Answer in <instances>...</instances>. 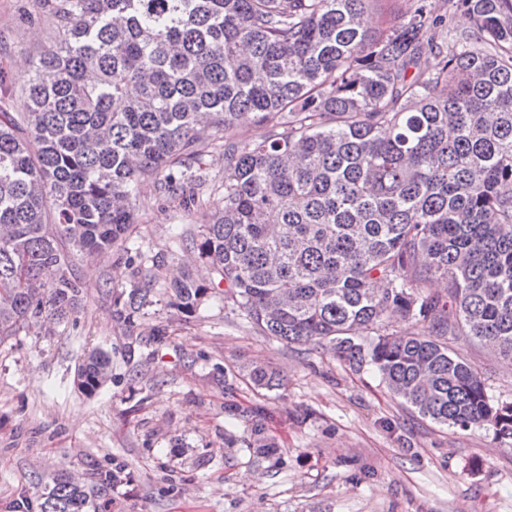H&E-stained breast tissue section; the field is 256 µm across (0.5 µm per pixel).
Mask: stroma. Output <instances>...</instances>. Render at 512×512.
I'll list each match as a JSON object with an SVG mask.
<instances>
[{
	"mask_svg": "<svg viewBox=\"0 0 512 512\" xmlns=\"http://www.w3.org/2000/svg\"><path fill=\"white\" fill-rule=\"evenodd\" d=\"M52 35L37 0H0L9 44L0 102H17L28 84L17 65L32 67ZM134 205L132 241L162 256L161 281L188 272L210 283L209 265L184 243L202 215L149 182ZM76 270L87 288L78 313L0 346V512L36 498L54 474L87 479L103 466L135 474L112 490L111 512H512V445L492 427L423 417L372 366L265 336L218 293L190 314L163 295L123 322L111 298L132 281L122 252ZM94 349L110 356L112 377L88 395L75 377ZM455 349L493 401L512 402L511 361L479 342ZM251 364L276 368L282 387L254 390L244 376ZM258 423L275 455L248 447Z\"/></svg>",
	"mask_w": 512,
	"mask_h": 512,
	"instance_id": "35a3bbf8",
	"label": "stroma"
}]
</instances>
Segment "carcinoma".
<instances>
[{"label":"carcinoma","mask_w":512,"mask_h":512,"mask_svg":"<svg viewBox=\"0 0 512 512\" xmlns=\"http://www.w3.org/2000/svg\"><path fill=\"white\" fill-rule=\"evenodd\" d=\"M376 2L39 0L56 39L21 111L0 108V344L75 311V257L123 247L151 181L206 207L192 245L216 278L163 285L178 308L222 288L265 335L329 343L420 415L512 442V403H494L453 348L488 343L512 361V0H443L445 12L416 0L373 32ZM460 10L472 30L438 41ZM248 116L266 135L237 138ZM214 142L217 187L203 170ZM128 260L152 267L112 295L127 323L161 266L138 247ZM440 278L444 295L429 288ZM389 312L428 334L381 332ZM110 372L93 351L78 388L93 394ZM248 376L281 387L268 367ZM248 447L274 444L258 425ZM133 482L121 467L56 475L38 512H107L113 487Z\"/></svg>","instance_id":"1"}]
</instances>
